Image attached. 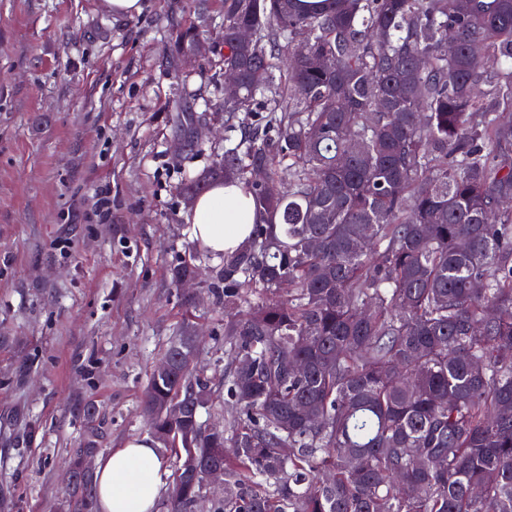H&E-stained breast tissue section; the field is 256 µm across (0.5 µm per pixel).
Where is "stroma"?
Listing matches in <instances>:
<instances>
[{
  "label": "stroma",
  "instance_id": "1",
  "mask_svg": "<svg viewBox=\"0 0 512 512\" xmlns=\"http://www.w3.org/2000/svg\"><path fill=\"white\" fill-rule=\"evenodd\" d=\"M191 0H0V512H67L89 422L102 454L146 437L152 369L184 320L212 404L224 389L221 255L197 246L177 189L224 152V69L167 53ZM112 217L90 218L99 187ZM192 264L195 281L172 272Z\"/></svg>",
  "mask_w": 512,
  "mask_h": 512
}]
</instances>
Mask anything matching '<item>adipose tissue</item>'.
Wrapping results in <instances>:
<instances>
[{
	"instance_id": "obj_1",
	"label": "adipose tissue",
	"mask_w": 512,
	"mask_h": 512,
	"mask_svg": "<svg viewBox=\"0 0 512 512\" xmlns=\"http://www.w3.org/2000/svg\"><path fill=\"white\" fill-rule=\"evenodd\" d=\"M260 220L242 187L219 182L196 198L190 216L195 241L214 253L241 249ZM166 485V470L148 438L131 439L97 463L100 512H154Z\"/></svg>"
}]
</instances>
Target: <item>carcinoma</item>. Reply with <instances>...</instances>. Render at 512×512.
<instances>
[{
  "instance_id": "1",
  "label": "carcinoma",
  "mask_w": 512,
  "mask_h": 512,
  "mask_svg": "<svg viewBox=\"0 0 512 512\" xmlns=\"http://www.w3.org/2000/svg\"><path fill=\"white\" fill-rule=\"evenodd\" d=\"M220 3L194 6L175 57L215 32L240 84L225 125L265 116L179 193L239 184L262 221L213 284L237 422H199L190 324L150 375L152 434L190 437L199 462L171 512L214 459L222 512H512V0ZM90 450L71 512H92Z\"/></svg>"
}]
</instances>
